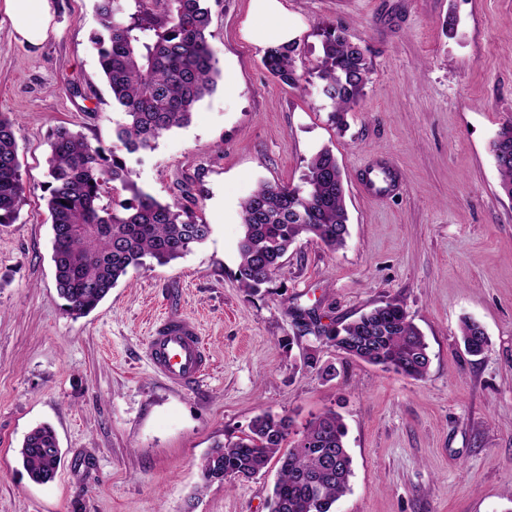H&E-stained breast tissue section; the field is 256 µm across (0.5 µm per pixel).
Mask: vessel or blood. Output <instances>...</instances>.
I'll list each match as a JSON object with an SVG mask.
<instances>
[{"mask_svg":"<svg viewBox=\"0 0 512 512\" xmlns=\"http://www.w3.org/2000/svg\"><path fill=\"white\" fill-rule=\"evenodd\" d=\"M362 186L368 195L382 197L397 191L400 181L391 165L376 161L364 169ZM146 357L155 374L183 388L197 383L209 365V354L197 327L174 315L155 320L147 339Z\"/></svg>","mask_w":512,"mask_h":512,"instance_id":"obj_1","label":"vessel or blood"}]
</instances>
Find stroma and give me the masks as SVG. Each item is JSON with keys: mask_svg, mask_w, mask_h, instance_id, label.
Returning a JSON list of instances; mask_svg holds the SVG:
<instances>
[{"mask_svg": "<svg viewBox=\"0 0 512 512\" xmlns=\"http://www.w3.org/2000/svg\"><path fill=\"white\" fill-rule=\"evenodd\" d=\"M280 2L299 86L263 66L251 0H212L216 91L187 126L127 159L158 200H195L208 239L129 270L85 316L56 290L46 158L56 125L108 148L122 118L99 66L94 0H56L59 35L35 55L0 24V113L15 125L25 187L18 220L0 229V512H270L276 466L206 486L201 458L262 412L299 431L329 410L353 460L333 512H512V202L490 151L512 123V0ZM322 22L345 28L373 66L341 129L314 75ZM324 147L343 174L345 246L302 239L244 291L242 200L262 182L303 186ZM377 159L398 170L401 194L362 191ZM389 301L425 337L424 379L348 357L300 325L308 314L337 326ZM166 314L193 321L211 356L189 389L145 356ZM466 318L488 338L477 357L461 343ZM42 423L64 453L45 485L17 457Z\"/></svg>", "mask_w": 512, "mask_h": 512, "instance_id": "1", "label": "stroma"}]
</instances>
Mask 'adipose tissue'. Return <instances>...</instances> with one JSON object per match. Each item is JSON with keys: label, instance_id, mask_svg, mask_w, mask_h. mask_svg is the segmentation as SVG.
<instances>
[{"label": "adipose tissue", "instance_id": "obj_1", "mask_svg": "<svg viewBox=\"0 0 512 512\" xmlns=\"http://www.w3.org/2000/svg\"><path fill=\"white\" fill-rule=\"evenodd\" d=\"M252 2L251 39L271 46L291 43L293 26L280 0ZM55 13L54 0H0V15L9 21L13 40L33 53L57 35Z\"/></svg>", "mask_w": 512, "mask_h": 512}]
</instances>
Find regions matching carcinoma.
<instances>
[{
    "instance_id": "cac0c4a2",
    "label": "carcinoma",
    "mask_w": 512,
    "mask_h": 512,
    "mask_svg": "<svg viewBox=\"0 0 512 512\" xmlns=\"http://www.w3.org/2000/svg\"><path fill=\"white\" fill-rule=\"evenodd\" d=\"M208 2L95 0L102 28L99 63L123 121L113 129L110 149L92 144L67 125L56 126L46 160L56 286L73 315L93 311L129 269L145 266L148 259L165 265L210 234V225L193 208L161 202L139 188L124 158L153 149L164 134L188 125L196 106L215 92L221 72L209 42ZM318 30L320 93L331 104L329 120L341 126L370 82L372 63L344 28L321 23ZM293 52L292 45H280L267 48L263 56L267 71L288 85L299 83ZM491 153L501 192L512 202V124L497 132ZM304 183L303 190L262 183L241 203L244 233L236 277L245 290L268 282L303 235L319 239L331 251L345 245V189L330 150L311 158ZM123 192L129 197L120 198ZM24 198L16 130L0 114V227L16 222ZM318 334L369 364L413 379L427 374L428 345L398 303L387 302ZM460 335L473 356L488 345L484 329L474 321H463ZM291 427L288 416L264 412L245 436L215 443L200 462L203 485L249 480L276 457L279 470L270 512H332L349 491L352 476L345 424L329 410L290 443ZM18 455L29 478L40 484L53 481L62 462L56 433L48 425L33 428Z\"/></svg>"
}]
</instances>
